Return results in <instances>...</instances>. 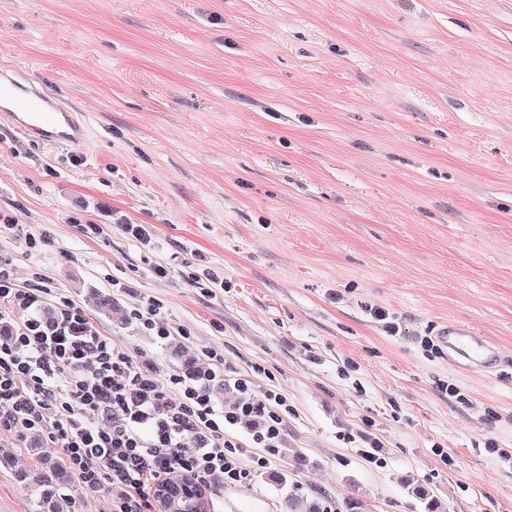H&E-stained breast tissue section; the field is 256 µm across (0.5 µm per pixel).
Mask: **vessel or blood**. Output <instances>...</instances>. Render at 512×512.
<instances>
[{
    "label": "vessel or blood",
    "instance_id": "b4317fda",
    "mask_svg": "<svg viewBox=\"0 0 512 512\" xmlns=\"http://www.w3.org/2000/svg\"><path fill=\"white\" fill-rule=\"evenodd\" d=\"M0 113L49 149L63 144L80 146L88 136L74 109L13 70H0ZM440 336L449 360L469 369L487 373L499 359L496 347L468 326L446 325Z\"/></svg>",
    "mask_w": 512,
    "mask_h": 512
}]
</instances>
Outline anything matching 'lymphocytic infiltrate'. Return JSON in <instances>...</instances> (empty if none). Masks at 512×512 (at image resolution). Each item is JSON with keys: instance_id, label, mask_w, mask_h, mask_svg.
Returning a JSON list of instances; mask_svg holds the SVG:
<instances>
[{"instance_id": "f902f5d3", "label": "lymphocytic infiltrate", "mask_w": 512, "mask_h": 512, "mask_svg": "<svg viewBox=\"0 0 512 512\" xmlns=\"http://www.w3.org/2000/svg\"><path fill=\"white\" fill-rule=\"evenodd\" d=\"M52 301L57 307L48 320L43 312ZM5 319L15 326L0 336V431L20 439L44 435L81 489L110 497L111 512H153L154 488L176 472L207 487L250 483L253 470L240 460L246 443L260 451L257 469L278 458L286 399L269 391L255 400L250 377L226 376L218 351L208 352V367L194 376H158L73 301L20 283L11 261L0 258ZM220 377L238 393L221 409L211 388ZM242 426L245 442L237 435Z\"/></svg>"}]
</instances>
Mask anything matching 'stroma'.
I'll return each instance as SVG.
<instances>
[{
	"instance_id": "35a3bbf8",
	"label": "stroma",
	"mask_w": 512,
	"mask_h": 512,
	"mask_svg": "<svg viewBox=\"0 0 512 512\" xmlns=\"http://www.w3.org/2000/svg\"><path fill=\"white\" fill-rule=\"evenodd\" d=\"M1 66L89 127L50 150L0 115V256L21 282L161 373L215 349L282 394L271 470L306 498L425 512L415 484L443 512H512V465L484 450L512 452V0H0ZM206 268L223 287L200 288ZM149 299L165 342L132 317ZM449 322L496 344V371L422 345ZM280 503L262 472L208 512Z\"/></svg>"
}]
</instances>
